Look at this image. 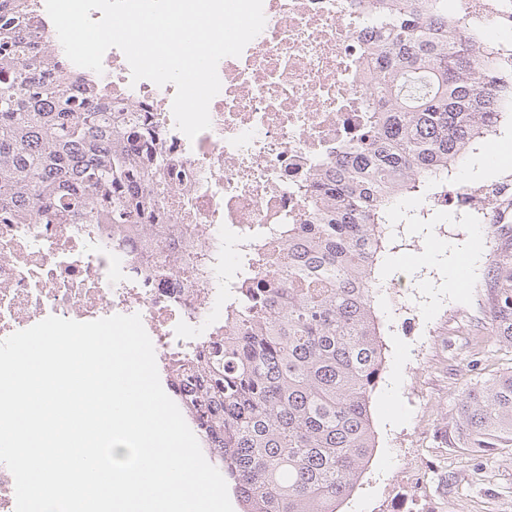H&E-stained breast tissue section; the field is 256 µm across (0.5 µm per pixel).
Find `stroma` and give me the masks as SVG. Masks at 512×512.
<instances>
[{
  "instance_id": "1",
  "label": "stroma",
  "mask_w": 512,
  "mask_h": 512,
  "mask_svg": "<svg viewBox=\"0 0 512 512\" xmlns=\"http://www.w3.org/2000/svg\"><path fill=\"white\" fill-rule=\"evenodd\" d=\"M452 180L505 186L486 211L423 216L407 196L404 223L392 225L384 253L391 279L409 286L379 316L385 365L372 400L376 447L353 495L339 512H512V446L478 455L456 444L465 389L512 370V342L494 321L495 266L512 254V111L477 140ZM486 235L471 268L459 271L451 249ZM461 274L463 288L449 292Z\"/></svg>"
}]
</instances>
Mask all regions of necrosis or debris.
I'll return each instance as SVG.
<instances>
[{
  "instance_id": "obj_1",
  "label": "necrosis or debris",
  "mask_w": 512,
  "mask_h": 512,
  "mask_svg": "<svg viewBox=\"0 0 512 512\" xmlns=\"http://www.w3.org/2000/svg\"><path fill=\"white\" fill-rule=\"evenodd\" d=\"M374 3L263 0V31L219 62L211 126L192 140L175 125L174 85L132 82L120 49L105 53L102 73L85 70L106 103L129 106L156 132L171 189L147 221L161 231L0 223V340L51 315L137 314L162 368L223 327L240 258L281 225L303 223L312 178L375 122L365 51ZM453 14L488 34L512 33V0H455ZM199 247L206 277L159 270L162 258Z\"/></svg>"
}]
</instances>
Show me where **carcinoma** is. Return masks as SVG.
Wrapping results in <instances>:
<instances>
[{
  "label": "carcinoma",
  "mask_w": 512,
  "mask_h": 512,
  "mask_svg": "<svg viewBox=\"0 0 512 512\" xmlns=\"http://www.w3.org/2000/svg\"><path fill=\"white\" fill-rule=\"evenodd\" d=\"M0 24V222L140 224L170 189L156 139L134 112H114L77 74L51 64V38ZM373 64L372 130L314 178L306 223L244 255L228 300L229 333L175 356L170 384L213 449L242 512H338L375 447L371 403L384 347L375 276L401 201L430 195L473 140L512 106V49L459 18L448 0H383ZM497 306L512 341V288ZM458 442L487 452L512 442V371L467 388Z\"/></svg>",
  "instance_id": "cac0c4a2"
}]
</instances>
